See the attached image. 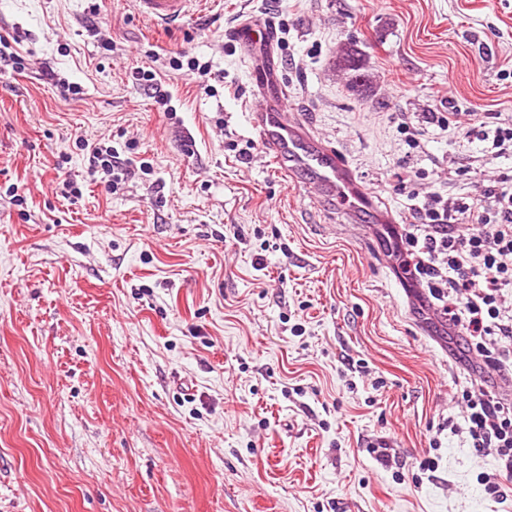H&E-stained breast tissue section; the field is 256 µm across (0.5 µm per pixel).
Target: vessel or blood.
I'll return each mask as SVG.
<instances>
[{"label":"vessel or blood","instance_id":"1","mask_svg":"<svg viewBox=\"0 0 512 512\" xmlns=\"http://www.w3.org/2000/svg\"><path fill=\"white\" fill-rule=\"evenodd\" d=\"M192 0H137L140 14L152 23L175 26L189 15ZM249 66L255 99L251 124L269 155L288 165L322 200L345 207L354 214L363 207V197L352 186L345 164L333 148L292 123L288 95L280 84L281 68L275 58L277 30L272 22L242 19L230 33Z\"/></svg>","mask_w":512,"mask_h":512}]
</instances>
